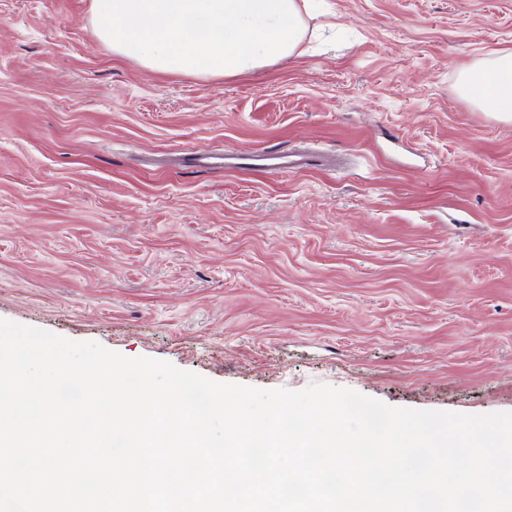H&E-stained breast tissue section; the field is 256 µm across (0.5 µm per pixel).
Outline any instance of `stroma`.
Masks as SVG:
<instances>
[{
  "instance_id": "1",
  "label": "stroma",
  "mask_w": 512,
  "mask_h": 512,
  "mask_svg": "<svg viewBox=\"0 0 512 512\" xmlns=\"http://www.w3.org/2000/svg\"><path fill=\"white\" fill-rule=\"evenodd\" d=\"M253 74L152 73L90 0H0V318L212 381L512 413V0H326ZM308 149L299 171L201 153ZM460 93L481 107H489L503 120L512 121V48L477 60L462 70Z\"/></svg>"
}]
</instances>
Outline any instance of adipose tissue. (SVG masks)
<instances>
[{"label": "adipose tissue", "mask_w": 512, "mask_h": 512, "mask_svg": "<svg viewBox=\"0 0 512 512\" xmlns=\"http://www.w3.org/2000/svg\"><path fill=\"white\" fill-rule=\"evenodd\" d=\"M319 0H91L99 37L169 74L236 75L298 55ZM461 94L512 121V48L462 70Z\"/></svg>", "instance_id": "1"}]
</instances>
